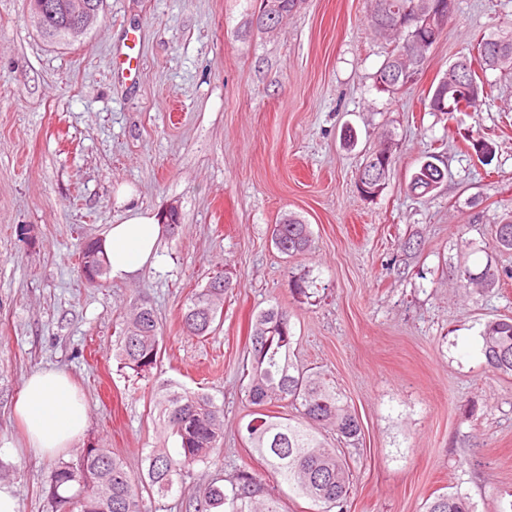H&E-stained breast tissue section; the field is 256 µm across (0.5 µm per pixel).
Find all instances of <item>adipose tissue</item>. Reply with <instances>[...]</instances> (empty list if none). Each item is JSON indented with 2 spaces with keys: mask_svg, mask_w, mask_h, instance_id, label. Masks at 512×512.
Listing matches in <instances>:
<instances>
[{
  "mask_svg": "<svg viewBox=\"0 0 512 512\" xmlns=\"http://www.w3.org/2000/svg\"><path fill=\"white\" fill-rule=\"evenodd\" d=\"M128 187L118 191L125 211L101 239L112 280L136 277L155 257L163 226L155 214L133 205ZM13 413L24 433L22 451L36 457H53L81 438L88 425V407L71 379L58 370H39L22 383Z\"/></svg>",
  "mask_w": 512,
  "mask_h": 512,
  "instance_id": "obj_1",
  "label": "adipose tissue"
}]
</instances>
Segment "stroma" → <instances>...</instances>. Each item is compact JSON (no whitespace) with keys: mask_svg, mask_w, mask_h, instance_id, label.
I'll return each instance as SVG.
<instances>
[{"mask_svg":"<svg viewBox=\"0 0 512 512\" xmlns=\"http://www.w3.org/2000/svg\"><path fill=\"white\" fill-rule=\"evenodd\" d=\"M256 6L104 0L85 41L63 45L29 21L26 0H0V484L18 512H52L48 473L89 446L145 474L150 449L179 446L154 406L168 384L223 405V451L147 512H185L199 487L242 468L266 473L242 436L252 407L241 370L252 322L277 306L298 361L329 374L361 421L348 512H422L455 491L475 512H512V379L486 369L479 338L487 321L512 316V280L464 291L451 276L512 267L490 233L512 206V78L489 72L497 88L475 112L424 107L477 39L512 29V0H457L423 76L393 98L374 87L393 45L367 25L371 0H305L271 33L251 24ZM385 132L395 164L368 199L356 175ZM476 139L494 144L491 164ZM438 144L447 179L411 195ZM122 185L153 214L177 205L180 225L134 279L93 288L79 248L118 222ZM290 213L309 225L311 252L277 251L274 226ZM411 238L421 247L395 274ZM224 269L236 286L220 326L187 335L188 297ZM304 269L318 288L306 301L288 288ZM142 305L162 328L147 378L114 352L123 318ZM43 368L67 372L88 405L85 434L56 460L20 453L11 413Z\"/></svg>","mask_w":512,"mask_h":512,"instance_id":"obj_1","label":"stroma"}]
</instances>
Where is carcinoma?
Instances as JSON below:
<instances>
[{
	"label": "carcinoma",
	"mask_w": 512,
	"mask_h": 512,
	"mask_svg": "<svg viewBox=\"0 0 512 512\" xmlns=\"http://www.w3.org/2000/svg\"><path fill=\"white\" fill-rule=\"evenodd\" d=\"M30 0V18L41 34L53 41L66 42L62 23L61 0H56L55 14L39 17ZM442 0H372L367 23L375 34L391 43L393 49L374 77L375 89L394 97L406 87L402 76L410 77L418 62H426L429 51L418 55L409 47L411 33L416 30L424 12ZM269 4L282 22L297 12L303 0H260ZM492 47L483 38L440 78L428 102L432 112L448 108V96L458 91L461 76L479 79L474 66L486 73H512V33L497 37ZM440 153L431 152L429 163L421 164L408 183V191L423 197L437 189L440 171L432 166ZM389 145L380 144L370 152L360 167L358 191L366 198L380 194L388 184L394 165ZM497 247L512 250V214H506L494 225ZM274 244L286 256L312 249L309 225L288 216L275 225ZM79 268L84 279L103 286L107 265L99 241L89 240L81 248ZM512 272L491 263L474 272L464 266L455 273L457 287L495 288ZM315 280L310 271L290 275L288 286L296 297L310 298ZM233 273L224 272V287H204L195 292L182 315L184 329L194 336L213 331L222 316L224 294L234 288ZM161 327L154 310L139 307L123 324L116 340V358L125 368L146 376L160 357ZM295 342L288 313L270 307L259 313L249 336L243 371L248 378L247 399L254 406L246 425L245 441L265 461L269 473L288 485L297 497L315 506V512H333L344 508L353 488L355 458L342 448H331L324 433L336 435L340 442L354 446L361 437V425L355 412L344 400L336 383L319 371L307 369L292 358ZM480 351L486 368L498 375L512 377V316L491 320L480 332ZM288 403L296 415L285 417L278 411ZM156 407L163 424L179 440L173 455L166 448H154L147 456L146 475L134 479L121 458L107 448H83L76 459L60 462L52 470L44 492L56 512H143L145 499L164 497L182 482L190 469L208 464L220 450L224 429V409L213 397L195 391L164 388L158 393ZM194 512H279L278 500L270 492L262 476L238 470L221 486L212 481L199 488L193 504ZM425 512H473L469 501L459 493L443 492L425 504Z\"/></svg>",
	"instance_id": "cac0c4a2"
}]
</instances>
